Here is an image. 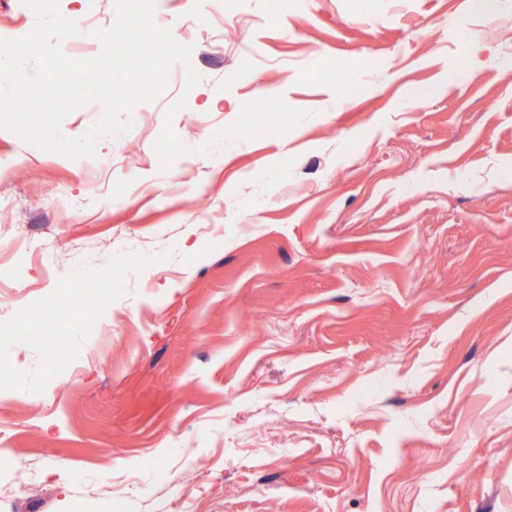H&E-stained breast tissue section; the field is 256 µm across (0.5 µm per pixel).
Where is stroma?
Here are the masks:
<instances>
[{
    "label": "stroma",
    "instance_id": "1",
    "mask_svg": "<svg viewBox=\"0 0 512 512\" xmlns=\"http://www.w3.org/2000/svg\"><path fill=\"white\" fill-rule=\"evenodd\" d=\"M154 17L193 92L0 129V512H512V0ZM79 276L58 352L18 313Z\"/></svg>",
    "mask_w": 512,
    "mask_h": 512
}]
</instances>
